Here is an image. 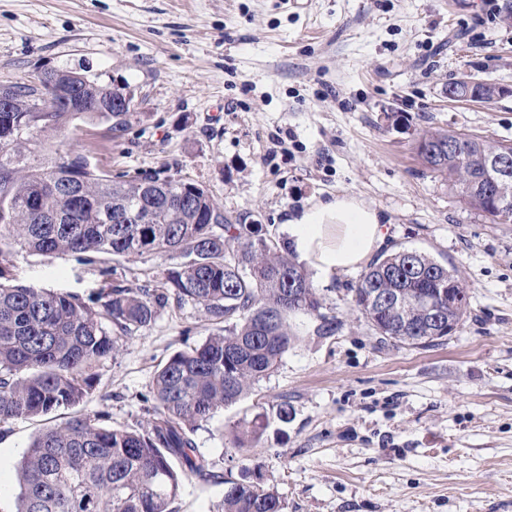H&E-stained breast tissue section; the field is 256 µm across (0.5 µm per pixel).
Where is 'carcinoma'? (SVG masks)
<instances>
[{
    "label": "carcinoma",
    "instance_id": "cac0c4a2",
    "mask_svg": "<svg viewBox=\"0 0 512 512\" xmlns=\"http://www.w3.org/2000/svg\"><path fill=\"white\" fill-rule=\"evenodd\" d=\"M12 111L0 112V422L79 405L92 388L94 366L112 356V334L148 327L170 301H198L208 320L223 324L196 346L174 352L157 372L148 419L138 429L114 428L102 413L78 414L39 433L17 463L16 512H174L187 481L210 474L194 433L214 414L245 397L270 375L294 340L290 315L318 322L330 336L336 319L305 268L260 234L224 214L201 183L158 173L114 180L85 156L56 150L35 155L34 135H55L81 117L125 129L130 112L112 111L122 87L100 83L73 67L8 82ZM421 165L448 180L469 208L498 224L512 223V172L486 164L512 155L511 140H486L433 128L416 142ZM141 208L149 224H116ZM53 256L92 254L171 260L158 288L104 285L84 300L13 284L12 249ZM454 282L453 307L434 294ZM383 290L384 309L369 304ZM354 308L374 333L401 345H434L458 329L468 308L457 274L417 250L377 258L350 288ZM433 305L439 325L426 314ZM261 437L236 426L235 448ZM247 466L224 479L219 512H284L274 486Z\"/></svg>",
    "mask_w": 512,
    "mask_h": 512
}]
</instances>
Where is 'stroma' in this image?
I'll return each mask as SVG.
<instances>
[{
	"mask_svg": "<svg viewBox=\"0 0 512 512\" xmlns=\"http://www.w3.org/2000/svg\"><path fill=\"white\" fill-rule=\"evenodd\" d=\"M129 86L127 128L78 119L77 152L117 176L164 169L206 185L282 248L288 219L349 193L468 294L459 329L430 347L381 341L352 306V270L316 283L338 321L303 314L278 368L196 432L213 471L246 465L285 512H512V223L495 224L425 170L415 143L441 127L512 140V0H0V83L62 66ZM503 88L448 101L449 83ZM166 260L12 255L15 283L89 297L160 286ZM215 329L198 301L170 303L117 339L83 413L137 428L156 371ZM54 415L0 423V512L13 465ZM239 424L262 430L246 452ZM223 486L185 484L176 512H217Z\"/></svg>",
	"mask_w": 512,
	"mask_h": 512,
	"instance_id": "stroma-1",
	"label": "stroma"
}]
</instances>
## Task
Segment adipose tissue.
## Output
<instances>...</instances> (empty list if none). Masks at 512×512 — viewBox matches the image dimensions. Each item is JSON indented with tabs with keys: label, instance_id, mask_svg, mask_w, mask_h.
Here are the masks:
<instances>
[{
	"label": "adipose tissue",
	"instance_id": "obj_1",
	"mask_svg": "<svg viewBox=\"0 0 512 512\" xmlns=\"http://www.w3.org/2000/svg\"><path fill=\"white\" fill-rule=\"evenodd\" d=\"M285 230L296 257L321 282L359 268L387 238L378 211L346 193L304 209L289 219Z\"/></svg>",
	"mask_w": 512,
	"mask_h": 512
}]
</instances>
